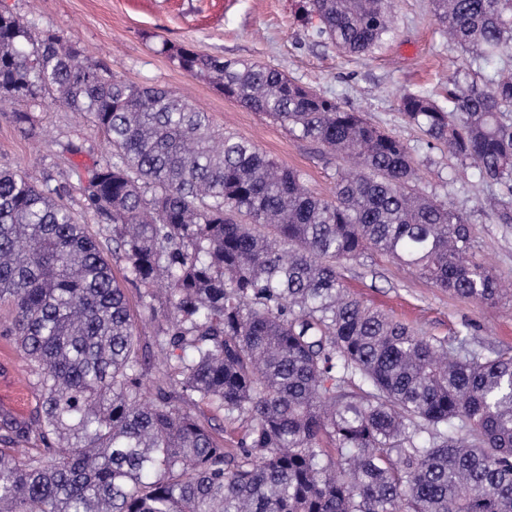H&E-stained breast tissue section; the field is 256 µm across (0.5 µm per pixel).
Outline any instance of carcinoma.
<instances>
[{"mask_svg":"<svg viewBox=\"0 0 512 512\" xmlns=\"http://www.w3.org/2000/svg\"><path fill=\"white\" fill-rule=\"evenodd\" d=\"M431 4L450 48L512 57V0ZM309 5L347 54L394 31L393 0ZM162 52L348 168L321 197L173 91L1 11L0 103L45 99L106 137L78 191L140 313L60 189L1 167L0 304L42 399L31 420L0 417V512H512V353L450 347L349 295L339 272L378 252L494 305L469 217L424 194L407 146L361 113L275 68ZM399 109L512 204V68L464 71L446 101L414 92ZM12 116L36 135L34 113ZM161 317L167 364L147 400L140 325ZM204 406L242 424L235 447Z\"/></svg>","mask_w":512,"mask_h":512,"instance_id":"cac0c4a2","label":"carcinoma"}]
</instances>
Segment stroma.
I'll list each match as a JSON object with an SVG mask.
<instances>
[{"mask_svg": "<svg viewBox=\"0 0 512 512\" xmlns=\"http://www.w3.org/2000/svg\"><path fill=\"white\" fill-rule=\"evenodd\" d=\"M308 8V0H0V11L27 22L33 37L59 32L115 75L174 91L208 112L217 131L253 141L280 165L301 171L318 193H330L338 178L333 156L246 110L207 79L187 74L162 53V45L274 66L343 108L363 113L407 145L421 170L422 188L469 216L479 257L512 281V222L500 218V188L473 173L459 176L458 162L407 124L399 110L407 93L445 97L471 53L449 49L429 0H397L394 33L359 56L320 38ZM35 114L38 133L30 138L15 126L11 111L0 112V166L38 184L66 187L68 204L80 210L75 170L106 158L105 136L90 116L60 105L41 104ZM70 140L82 143L84 151L65 162L59 151ZM340 273L367 306L427 335L451 342L466 327L477 348L512 350V292L493 306L465 301L379 253L342 264ZM19 384L29 389L22 413L28 419L41 396L14 339L0 335V415L12 413L10 392Z\"/></svg>", "mask_w": 512, "mask_h": 512, "instance_id": "1", "label": "stroma"}]
</instances>
